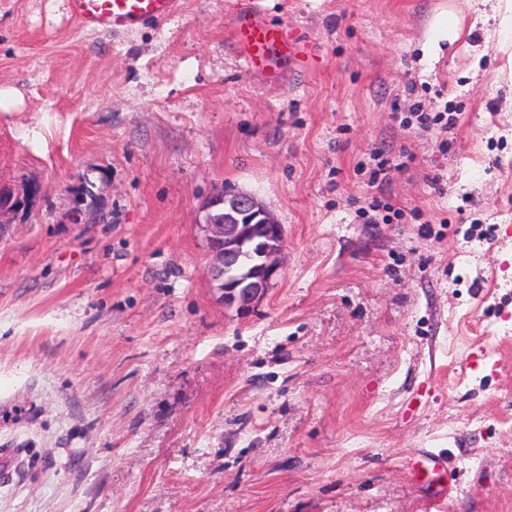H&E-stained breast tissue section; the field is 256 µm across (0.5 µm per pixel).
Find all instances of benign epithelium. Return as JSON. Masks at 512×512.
<instances>
[{
    "label": "benign epithelium",
    "mask_w": 512,
    "mask_h": 512,
    "mask_svg": "<svg viewBox=\"0 0 512 512\" xmlns=\"http://www.w3.org/2000/svg\"><path fill=\"white\" fill-rule=\"evenodd\" d=\"M202 212L213 254L212 276L220 281L224 302L247 313L279 270L276 257L284 241L282 225L246 194L229 197L218 192L204 203ZM244 250L254 251L256 261L237 273L234 267Z\"/></svg>",
    "instance_id": "7a95c632"
}]
</instances>
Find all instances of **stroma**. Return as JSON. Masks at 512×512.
Returning <instances> with one entry per match:
<instances>
[{"instance_id": "1", "label": "stroma", "mask_w": 512, "mask_h": 512, "mask_svg": "<svg viewBox=\"0 0 512 512\" xmlns=\"http://www.w3.org/2000/svg\"><path fill=\"white\" fill-rule=\"evenodd\" d=\"M182 2L112 33L0 0V512H512V37L465 0H259L319 54L270 84L230 0ZM417 105L456 112L447 150L394 122ZM218 191L284 228L246 314L208 272ZM448 465L449 462L443 455L427 451L420 457L411 460L410 470L413 478L419 481L423 469L439 474L441 471H446Z\"/></svg>"}]
</instances>
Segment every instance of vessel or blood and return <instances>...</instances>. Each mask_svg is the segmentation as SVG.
I'll return each instance as SVG.
<instances>
[{
	"instance_id": "b4317fda",
	"label": "vessel or blood",
	"mask_w": 512,
	"mask_h": 512,
	"mask_svg": "<svg viewBox=\"0 0 512 512\" xmlns=\"http://www.w3.org/2000/svg\"><path fill=\"white\" fill-rule=\"evenodd\" d=\"M71 16L83 28L133 31L173 15L179 0H69ZM233 43L243 66L275 83L284 73H298L311 64L312 42L294 28L267 20L254 0H239L229 18ZM448 460L426 452L410 462L412 476L428 469H447Z\"/></svg>"
}]
</instances>
